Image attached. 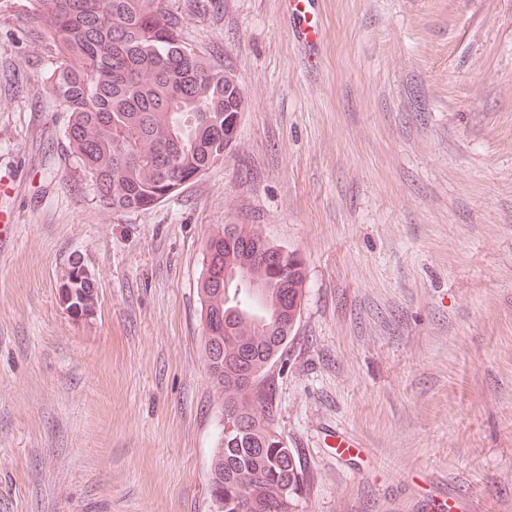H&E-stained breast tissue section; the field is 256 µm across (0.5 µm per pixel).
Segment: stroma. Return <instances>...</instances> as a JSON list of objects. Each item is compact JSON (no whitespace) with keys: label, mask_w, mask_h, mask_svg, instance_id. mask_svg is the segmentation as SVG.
Returning <instances> with one entry per match:
<instances>
[{"label":"stroma","mask_w":512,"mask_h":512,"mask_svg":"<svg viewBox=\"0 0 512 512\" xmlns=\"http://www.w3.org/2000/svg\"><path fill=\"white\" fill-rule=\"evenodd\" d=\"M199 2L238 146L138 212L70 160L51 41L0 11V512H210L197 283L227 224L307 266L271 377L296 512H512V0H312L311 44L286 0ZM68 284L73 288L74 294L77 299L80 298L82 306L87 309L94 310L98 302V287L97 282L86 283L84 281H77L73 279L72 266L68 268L63 276L60 285Z\"/></svg>","instance_id":"obj_1"}]
</instances>
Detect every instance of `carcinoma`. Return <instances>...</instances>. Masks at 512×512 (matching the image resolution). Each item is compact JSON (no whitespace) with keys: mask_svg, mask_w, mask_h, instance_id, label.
<instances>
[{"mask_svg":"<svg viewBox=\"0 0 512 512\" xmlns=\"http://www.w3.org/2000/svg\"><path fill=\"white\" fill-rule=\"evenodd\" d=\"M31 20L52 39L56 62L49 76L55 97L69 113L64 130L67 149L92 182L99 200L125 211H144L175 180L224 161V140L217 127L224 113L246 99L245 89L224 82L221 65L206 50L186 41L183 12L176 0H29ZM261 233L249 224H226L206 248L219 251L218 269L246 271L266 284L259 307L268 329L236 314L253 306L235 288L208 284L209 265L198 282L202 320L214 319L211 341L224 344L219 375L209 374L226 406L249 422L240 434H222L213 452L208 487L239 501L238 512H295L297 478H305L298 454L271 438L272 389L252 399L240 377L264 371L287 319L283 293L303 296L307 267L288 252L260 256L253 240ZM289 281L288 289L280 282ZM82 306L94 310L98 287L73 279Z\"/></svg>","mask_w":512,"mask_h":512,"instance_id":"obj_1","label":"carcinoma"}]
</instances>
